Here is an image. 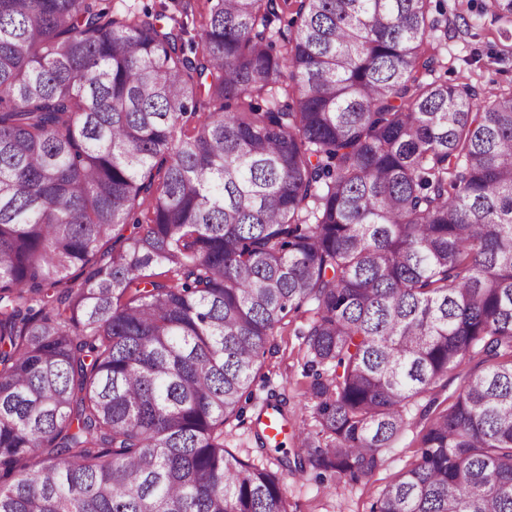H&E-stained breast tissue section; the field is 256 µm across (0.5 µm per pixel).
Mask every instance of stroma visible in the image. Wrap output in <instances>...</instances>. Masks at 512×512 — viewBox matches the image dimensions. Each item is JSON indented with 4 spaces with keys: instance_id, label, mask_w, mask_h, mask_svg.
Masks as SVG:
<instances>
[{
    "instance_id": "1",
    "label": "stroma",
    "mask_w": 512,
    "mask_h": 512,
    "mask_svg": "<svg viewBox=\"0 0 512 512\" xmlns=\"http://www.w3.org/2000/svg\"><path fill=\"white\" fill-rule=\"evenodd\" d=\"M489 0H441L444 18L455 21L464 15L471 25L468 35L438 39L434 46L444 57L447 68L442 79L451 83L468 82L486 90L512 88V57L500 58L501 46L512 41V25L493 20L487 10ZM312 319L301 312L288 317L274 336L262 367L252 384L253 396L246 403L242 421L224 426V446L238 458L266 467L272 466L274 448L260 449L252 431L253 421L266 402L287 401L302 413L307 428H314L313 402L304 358V334ZM423 423L412 418L394 447L387 453L385 466L372 476L332 489L318 483L314 469L287 475L285 482L292 512H370L377 494L414 455Z\"/></svg>"
}]
</instances>
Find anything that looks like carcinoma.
<instances>
[{"label":"carcinoma","instance_id":"1","mask_svg":"<svg viewBox=\"0 0 512 512\" xmlns=\"http://www.w3.org/2000/svg\"><path fill=\"white\" fill-rule=\"evenodd\" d=\"M207 2L0 0V512H291L422 400L371 512H512V89L436 76L431 0ZM307 305L273 471L224 424ZM479 362L480 356H467L459 367L448 373L447 387L440 391V400L454 395L463 385L466 376L479 366Z\"/></svg>","mask_w":512,"mask_h":512}]
</instances>
